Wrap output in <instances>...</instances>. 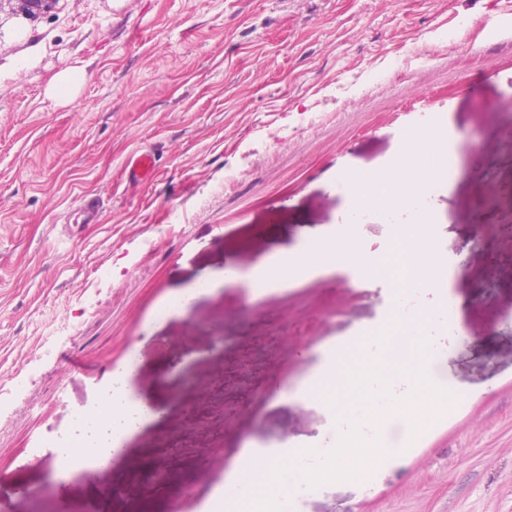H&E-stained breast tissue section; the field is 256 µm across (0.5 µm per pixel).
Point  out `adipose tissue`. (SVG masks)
Segmentation results:
<instances>
[{
    "instance_id": "obj_1",
    "label": "adipose tissue",
    "mask_w": 512,
    "mask_h": 512,
    "mask_svg": "<svg viewBox=\"0 0 512 512\" xmlns=\"http://www.w3.org/2000/svg\"><path fill=\"white\" fill-rule=\"evenodd\" d=\"M455 139L449 122L438 119L415 129L402 139L395 156L371 170H350L343 178L347 205L354 210L375 207L397 194L412 199L427 198L441 183L448 157L454 156ZM347 273L355 287L372 290L379 284L376 260L360 246L357 238L336 224L303 227L292 240H280L274 251L259 257L246 277L253 294L261 295L288 285L333 273ZM232 265L206 270L192 284L181 287L173 300L174 309L241 277Z\"/></svg>"
}]
</instances>
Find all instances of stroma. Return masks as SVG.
Returning <instances> with one entry per match:
<instances>
[{"instance_id": "35a3bbf8", "label": "stroma", "mask_w": 512, "mask_h": 512, "mask_svg": "<svg viewBox=\"0 0 512 512\" xmlns=\"http://www.w3.org/2000/svg\"><path fill=\"white\" fill-rule=\"evenodd\" d=\"M495 16L500 27L486 32ZM77 75L59 93L58 82ZM449 115L460 146L451 192L460 341L441 298L427 337L433 378L466 398L431 420L407 456L361 483L300 491L299 512H512V13L504 0H57L0 48V512H44V458L105 432L128 356L162 405L125 453L65 482L73 508L160 462L182 484L147 512H205L255 442L331 445V407L288 396L327 345L374 335L390 282L368 292L314 277L244 289L165 314L204 270L252 266L278 237L338 224L342 169H374L407 129ZM156 152L134 184L122 168ZM99 221L72 231L82 198ZM407 212L354 225L377 259ZM224 327L223 343L208 328ZM194 385L202 418L183 410ZM286 401L273 404V392Z\"/></svg>"}]
</instances>
